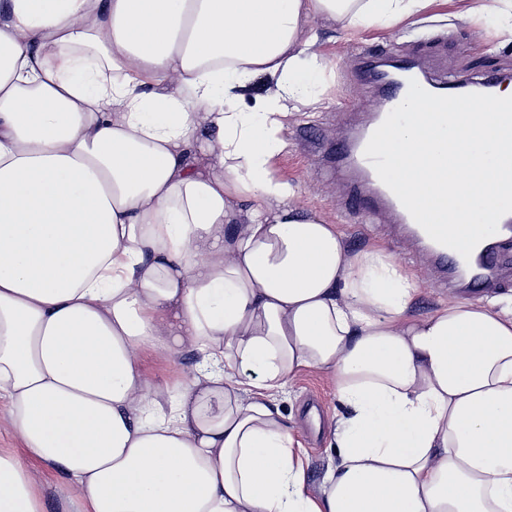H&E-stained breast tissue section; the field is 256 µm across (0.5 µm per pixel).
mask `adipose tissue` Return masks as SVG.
I'll list each match as a JSON object with an SVG mask.
<instances>
[{
    "instance_id": "1",
    "label": "adipose tissue",
    "mask_w": 512,
    "mask_h": 512,
    "mask_svg": "<svg viewBox=\"0 0 512 512\" xmlns=\"http://www.w3.org/2000/svg\"><path fill=\"white\" fill-rule=\"evenodd\" d=\"M428 2L0 0V512H50L41 467L78 512H512V304L408 318L411 276L271 166L315 20ZM302 368L343 406L315 495L247 396ZM153 370L157 378L168 381L172 385L188 384L193 378V367L190 358L175 357L169 359L158 357L153 360Z\"/></svg>"
}]
</instances>
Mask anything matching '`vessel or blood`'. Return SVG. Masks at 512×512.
<instances>
[{
    "instance_id": "vessel-or-blood-1",
    "label": "vessel or blood",
    "mask_w": 512,
    "mask_h": 512,
    "mask_svg": "<svg viewBox=\"0 0 512 512\" xmlns=\"http://www.w3.org/2000/svg\"><path fill=\"white\" fill-rule=\"evenodd\" d=\"M416 76V70L407 64L402 65L397 75L389 79L380 78L378 73L371 71L366 74L367 79L380 81L387 105L391 108L403 101L410 80ZM384 119V113H372L365 126L348 138L336 155L337 164L351 175L352 196L356 206L371 212L388 211L408 237L432 253L440 271L449 281L466 279L483 288L496 287L497 281L493 276L498 267L496 245L512 239V213L500 219L494 237L480 242L470 258H463L457 251L434 242L380 180L370 159L364 154L370 137Z\"/></svg>"
}]
</instances>
